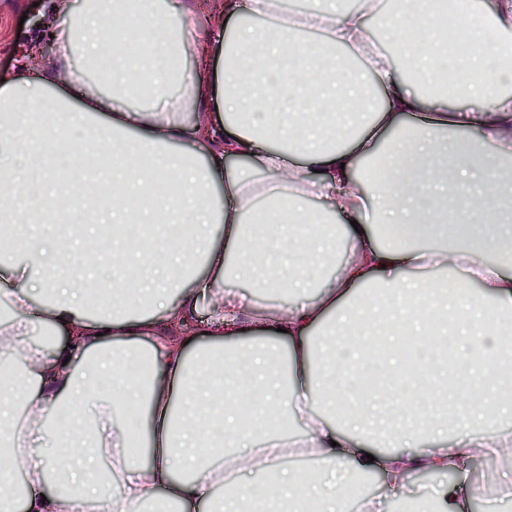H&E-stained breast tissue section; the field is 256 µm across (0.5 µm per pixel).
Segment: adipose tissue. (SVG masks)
Returning <instances> with one entry per match:
<instances>
[{"instance_id": "1", "label": "adipose tissue", "mask_w": 512, "mask_h": 512, "mask_svg": "<svg viewBox=\"0 0 512 512\" xmlns=\"http://www.w3.org/2000/svg\"><path fill=\"white\" fill-rule=\"evenodd\" d=\"M437 2L396 0L383 12L377 0H319L269 36L247 20L285 0H216L203 36L197 0L176 16L164 0H78L49 24L62 75L25 62L0 83V223L16 227L0 241V489L24 468V512H131L148 501L347 512L354 477L379 472L401 492L418 470L442 483L404 507L470 512L475 497L512 496L501 470L468 480L476 459L512 464L500 426L512 401L475 405L459 393L444 403L429 341L447 337L464 378L512 390L501 367L512 348L502 322L512 226L472 222L508 196L498 163L512 157V0H498L489 24L470 14L458 51L434 23ZM133 17L151 32L136 57L111 29ZM374 19L401 65L376 58ZM308 26L325 39L291 41ZM350 48L373 59L370 70H350L340 57ZM459 57L477 74L459 96L482 107L414 91ZM467 129L485 130L496 154ZM449 186L450 201L439 195ZM73 224L87 229L79 255ZM152 224L170 230L147 250L110 234ZM381 224L404 242L379 243ZM340 237L347 256L336 263ZM427 264L474 265L482 288H430L413 276ZM271 272L298 301L260 309L235 288L266 287ZM280 328L287 371L276 347L227 348ZM407 335L421 343L406 352ZM383 347L394 351L388 373L408 358L420 368L407 405L390 408L386 450L366 433L382 402L365 377ZM246 395L256 407L247 428ZM287 414L305 422V442L282 431ZM298 449L319 468L287 469ZM257 472L265 480L243 484Z\"/></svg>"}]
</instances>
